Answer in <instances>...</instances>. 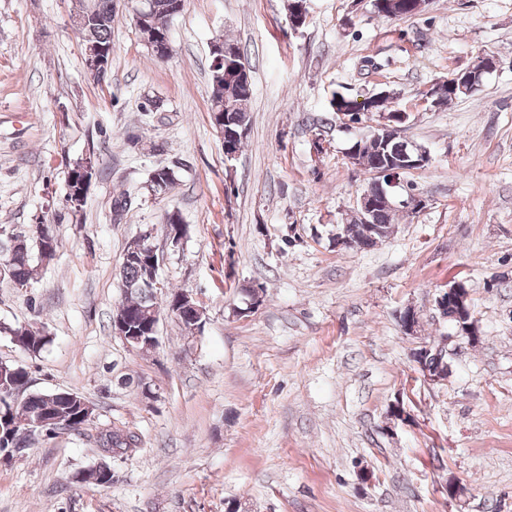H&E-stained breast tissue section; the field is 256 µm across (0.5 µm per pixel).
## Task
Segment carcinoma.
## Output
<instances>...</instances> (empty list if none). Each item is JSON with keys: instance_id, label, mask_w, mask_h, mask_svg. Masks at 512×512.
<instances>
[{"instance_id": "cac0c4a2", "label": "carcinoma", "mask_w": 512, "mask_h": 512, "mask_svg": "<svg viewBox=\"0 0 512 512\" xmlns=\"http://www.w3.org/2000/svg\"><path fill=\"white\" fill-rule=\"evenodd\" d=\"M175 0H153L151 16L154 26L162 31L169 30V22L178 15L172 9ZM84 10L89 12L91 23L86 33L91 40L104 46L112 44V21L114 19V0H86ZM372 8L377 15L385 17L388 13H396L400 17L412 16L419 13L414 0H383V4L374 3ZM211 111L222 114L224 133L235 132L240 124L249 123L248 104L252 88L221 80L217 72H211ZM331 108L335 112H346L350 119L360 123L367 119L374 120V115L386 110L385 99L374 95L364 101L362 111L354 110V100L340 93L333 95ZM410 148L409 143L399 137L393 140H374L365 147L361 156L363 168L368 173L380 169L398 166L403 153ZM169 167L158 166L149 176L147 189L153 195L168 193L178 184V175L168 173ZM396 209L380 205L371 213V224L378 226L381 233L370 237L365 224L352 222L346 231L350 241L363 248L372 247L376 241L386 237L392 228ZM27 249L24 252H13L11 249L0 247V262L8 263L7 277L14 287L22 288L31 285L35 279L36 268L33 265L32 249H37L39 259L43 263L54 260L59 248L51 225L33 224L26 238ZM153 270L139 255L133 252L132 244L124 249L123 261L120 267V288L123 300L117 311L125 314L130 330L136 336L152 335L153 308L157 305L154 291L145 287L146 281L152 278ZM0 331L11 336L15 344L29 354L40 353L49 342L45 329L31 330L23 325L12 326L1 324ZM412 358L419 364L430 366L448 365V354L433 345L429 348L420 347L412 352ZM29 375L26 369L18 364L4 362L0 370V429L13 427V439L6 446H15L22 452L36 440L43 437L38 430H29L26 423L47 417L57 420L58 432L80 433L94 422L82 416L76 402L68 399L72 392L49 399V394L29 391ZM97 443L105 455L123 456L137 447L138 437L120 427L113 426L101 429L97 434Z\"/></svg>"}]
</instances>
